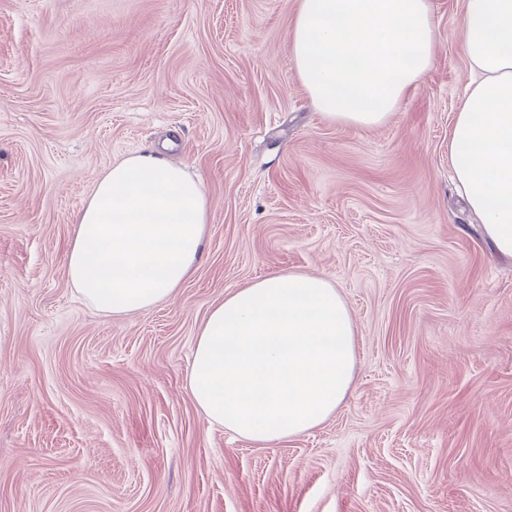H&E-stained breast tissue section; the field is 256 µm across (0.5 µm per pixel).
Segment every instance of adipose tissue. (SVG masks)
Wrapping results in <instances>:
<instances>
[{
    "mask_svg": "<svg viewBox=\"0 0 512 512\" xmlns=\"http://www.w3.org/2000/svg\"><path fill=\"white\" fill-rule=\"evenodd\" d=\"M461 49L474 78L449 136L453 177L487 238L512 258V0H465ZM430 0H300L291 53L328 120L385 124L434 63ZM75 222L68 277L101 313L171 298L201 251L209 211L201 179L155 151L115 160ZM354 330L325 276L271 274L212 305L187 385L208 423L269 443L308 432L345 399Z\"/></svg>",
    "mask_w": 512,
    "mask_h": 512,
    "instance_id": "1",
    "label": "adipose tissue"
}]
</instances>
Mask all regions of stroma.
<instances>
[{
    "mask_svg": "<svg viewBox=\"0 0 512 512\" xmlns=\"http://www.w3.org/2000/svg\"><path fill=\"white\" fill-rule=\"evenodd\" d=\"M430 2L432 69L346 128L296 74L299 0H0V512H512V261L449 166L465 0ZM149 149L201 178L202 255L106 317L66 252L96 180ZM288 272L341 293L354 382L251 442L187 372L213 304Z\"/></svg>",
    "mask_w": 512,
    "mask_h": 512,
    "instance_id": "stroma-1",
    "label": "stroma"
}]
</instances>
